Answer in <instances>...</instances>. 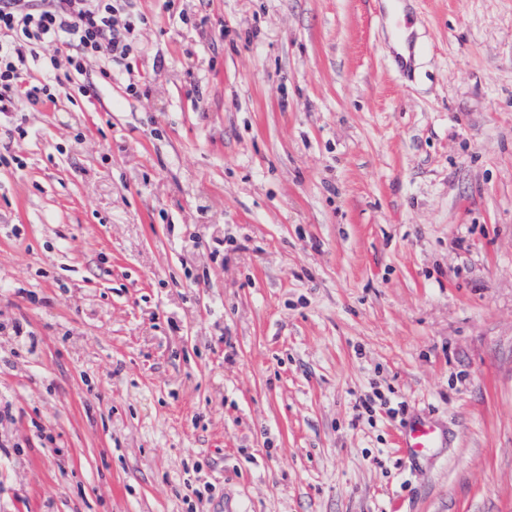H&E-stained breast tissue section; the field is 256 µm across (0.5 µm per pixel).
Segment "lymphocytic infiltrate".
<instances>
[{"mask_svg": "<svg viewBox=\"0 0 512 512\" xmlns=\"http://www.w3.org/2000/svg\"><path fill=\"white\" fill-rule=\"evenodd\" d=\"M147 21L129 0H0V112L67 95L54 70L29 78L31 62L41 58L65 57L76 72L96 58L114 76L132 75L137 33Z\"/></svg>", "mask_w": 512, "mask_h": 512, "instance_id": "1", "label": "lymphocytic infiltrate"}]
</instances>
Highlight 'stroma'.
Instances as JSON below:
<instances>
[{
	"label": "stroma",
	"instance_id": "obj_1",
	"mask_svg": "<svg viewBox=\"0 0 512 512\" xmlns=\"http://www.w3.org/2000/svg\"><path fill=\"white\" fill-rule=\"evenodd\" d=\"M134 7L0 113V512H512V0ZM390 24L395 30L394 63L399 70L408 71L416 49V43L412 38L415 18L411 11L402 8L391 16ZM400 46L402 50L398 48ZM439 439L437 428L428 420L419 419L407 427L401 439V446L408 456L418 457L427 448H436Z\"/></svg>",
	"mask_w": 512,
	"mask_h": 512
}]
</instances>
